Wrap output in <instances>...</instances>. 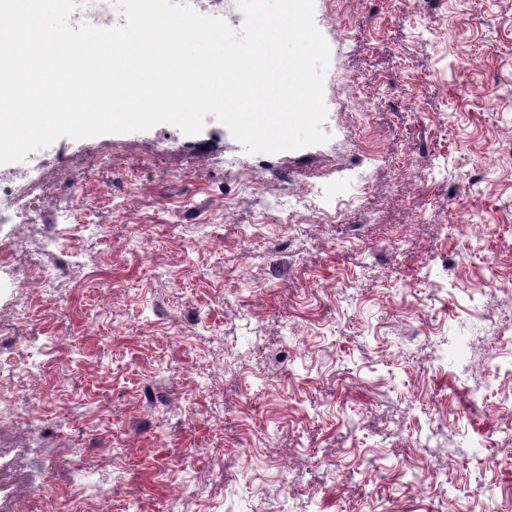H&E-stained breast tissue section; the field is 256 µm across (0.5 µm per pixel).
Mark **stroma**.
I'll return each instance as SVG.
<instances>
[{"label": "stroma", "instance_id": "obj_1", "mask_svg": "<svg viewBox=\"0 0 512 512\" xmlns=\"http://www.w3.org/2000/svg\"><path fill=\"white\" fill-rule=\"evenodd\" d=\"M342 2L325 143L210 115L0 166L80 194L48 249L0 224V512H512V0Z\"/></svg>", "mask_w": 512, "mask_h": 512}]
</instances>
